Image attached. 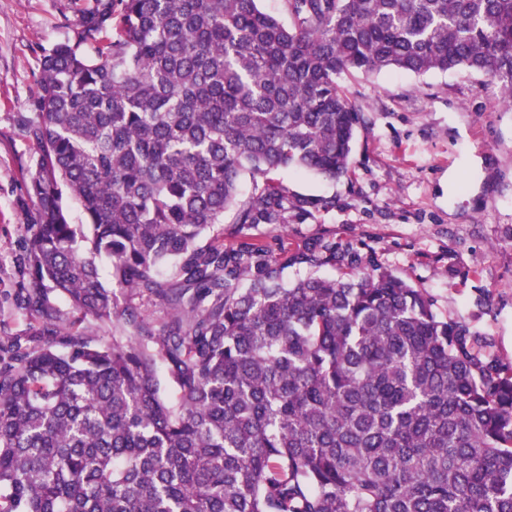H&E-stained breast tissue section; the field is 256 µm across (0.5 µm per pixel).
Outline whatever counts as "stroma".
<instances>
[{"mask_svg":"<svg viewBox=\"0 0 512 512\" xmlns=\"http://www.w3.org/2000/svg\"><path fill=\"white\" fill-rule=\"evenodd\" d=\"M94 0H0V333L25 336L24 241L33 209L27 169L38 154L20 130L37 95L44 49L71 34ZM359 112L350 171L334 181L296 168L277 179L332 207L288 227L365 245L512 360V108L465 69L356 73L343 81Z\"/></svg>","mask_w":512,"mask_h":512,"instance_id":"stroma-1","label":"stroma"}]
</instances>
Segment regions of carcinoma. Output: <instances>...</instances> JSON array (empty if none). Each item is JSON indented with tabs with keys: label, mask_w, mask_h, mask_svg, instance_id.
<instances>
[{
	"label": "carcinoma",
	"mask_w": 512,
	"mask_h": 512,
	"mask_svg": "<svg viewBox=\"0 0 512 512\" xmlns=\"http://www.w3.org/2000/svg\"><path fill=\"white\" fill-rule=\"evenodd\" d=\"M281 5L286 23L258 0H96L43 55L0 512H512V361L351 244L265 240L331 205L271 173H348L343 77L463 68L511 104L512 0ZM291 265L309 271L287 284Z\"/></svg>",
	"instance_id": "carcinoma-1"
}]
</instances>
